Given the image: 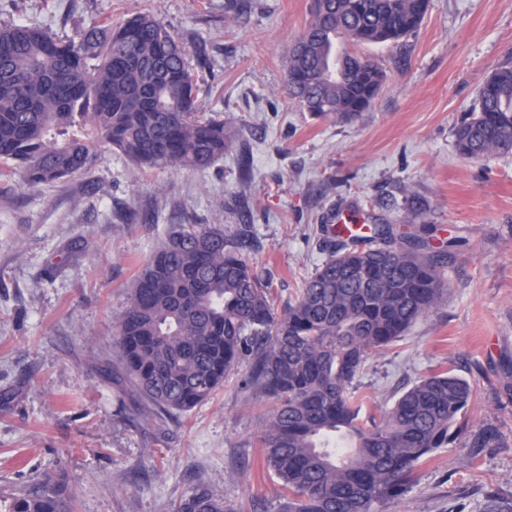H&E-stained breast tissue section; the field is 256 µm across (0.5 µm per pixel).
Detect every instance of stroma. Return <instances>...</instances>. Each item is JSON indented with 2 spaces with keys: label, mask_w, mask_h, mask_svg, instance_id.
I'll use <instances>...</instances> for the list:
<instances>
[{
  "label": "stroma",
  "mask_w": 512,
  "mask_h": 512,
  "mask_svg": "<svg viewBox=\"0 0 512 512\" xmlns=\"http://www.w3.org/2000/svg\"><path fill=\"white\" fill-rule=\"evenodd\" d=\"M230 2L0 0V26H38L64 41L154 14L190 58L205 56L197 106L231 138L203 171L143 170L107 152L48 186L0 178V512L18 488L46 479L62 482L74 512H173L200 483L230 512H278L281 484L258 448L272 402L242 388L248 360L210 399L168 416L125 377L116 335L129 286L168 228L233 230L226 204L239 195L261 243L250 263L280 312L323 257L321 225L348 204L400 233L422 220L439 238L463 240L436 308L373 351L354 381L365 417L433 371L474 389L461 435L377 512H483L490 491L511 505L512 154L462 157L454 132L490 73L512 62V0H430L406 50L359 47L386 80L348 121L313 118L288 95L284 59L311 0H251L243 14ZM489 425L502 447H471Z\"/></svg>",
  "instance_id": "1"
}]
</instances>
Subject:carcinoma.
Instances as JSON below:
<instances>
[{"mask_svg":"<svg viewBox=\"0 0 512 512\" xmlns=\"http://www.w3.org/2000/svg\"><path fill=\"white\" fill-rule=\"evenodd\" d=\"M429 0H312L310 20L285 59L289 96L317 117L360 116L385 71L348 50L404 48ZM339 56L340 77L329 74ZM188 51L150 13L117 28L57 41L39 27H0V159L3 176L40 186L87 168L96 147L143 169L204 170L230 146L224 121L199 112ZM466 158L512 153V65L495 68L478 109L455 131ZM362 247L323 228L325 259L297 299L277 313L252 270L251 224H173L135 275L117 332L123 368L160 411L185 415L224 385L244 357L242 385L276 401L259 440L262 462L281 481L280 512H376L405 493L418 462L448 446L468 406L470 383L432 372L405 389L380 418L360 419L353 381L368 354L399 341L439 302L443 268L458 240L430 250L428 224L396 237L374 224ZM487 427L474 448H498ZM10 512H73L58 483L17 498ZM174 512H228L197 485Z\"/></svg>","mask_w":512,"mask_h":512,"instance_id":"cac0c4a2","label":"carcinoma"}]
</instances>
